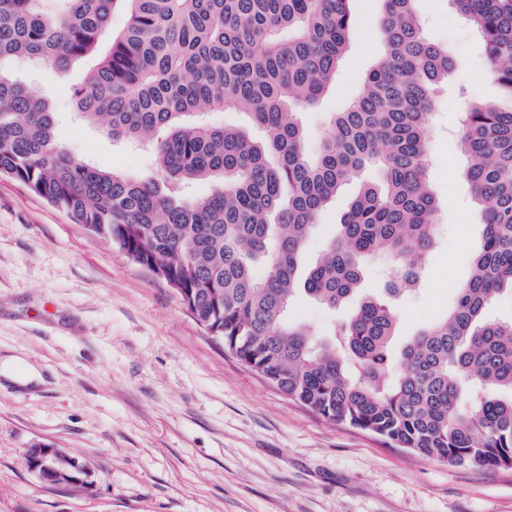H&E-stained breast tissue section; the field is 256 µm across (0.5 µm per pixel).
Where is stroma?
<instances>
[{"instance_id":"1","label":"stroma","mask_w":512,"mask_h":512,"mask_svg":"<svg viewBox=\"0 0 512 512\" xmlns=\"http://www.w3.org/2000/svg\"><path fill=\"white\" fill-rule=\"evenodd\" d=\"M428 38L457 66L436 93L430 181L440 233L411 293L388 292L391 257L368 261L364 292L389 300L404 333L444 315L483 237L457 132L462 101L500 100L475 30L448 0H415ZM354 26L334 88L304 111L309 149L382 53L377 0H352ZM93 59L61 72L25 69L62 122L75 157L137 178L143 150L112 141L76 114L73 87ZM345 185L311 234L305 264L322 255L359 190ZM297 295L291 318L317 335L346 318ZM36 366L41 382L0 375V512H512V469L439 463L294 403L224 349L173 288L110 241L72 223L23 183L0 177V364ZM52 447L86 465L84 485L42 480L28 449Z\"/></svg>"}]
</instances>
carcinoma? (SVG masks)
<instances>
[{"label":"carcinoma","instance_id":"cac0c4a2","mask_svg":"<svg viewBox=\"0 0 512 512\" xmlns=\"http://www.w3.org/2000/svg\"><path fill=\"white\" fill-rule=\"evenodd\" d=\"M55 2L47 13L43 0H0V176L184 292L208 335L289 400L437 462L512 469V319L493 314L512 288V0H452L507 104L464 102L458 146L483 242L448 313L397 358L399 316L376 296L323 342L288 310L298 290L329 307L348 301L379 254L396 259L404 291L433 247L428 128L456 60L424 34L414 0H379L382 55L314 153L299 114L335 84L351 0ZM117 9L129 23L114 34ZM94 55L73 91L78 115L149 150L148 178L70 155L56 113L15 70H66ZM242 108L262 139L207 121ZM367 168L381 185H362L321 261L302 272L321 214ZM198 184L209 192L194 200Z\"/></svg>","mask_w":512,"mask_h":512}]
</instances>
